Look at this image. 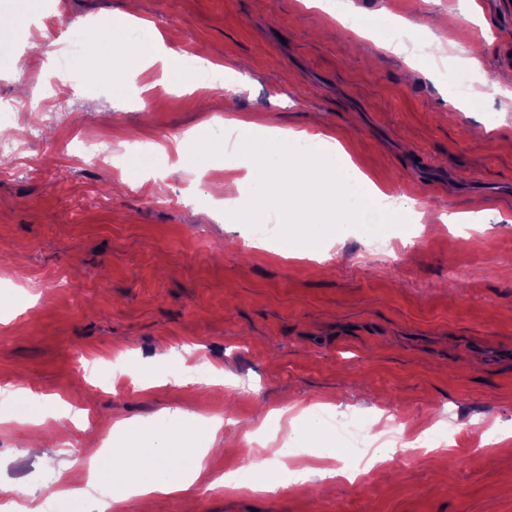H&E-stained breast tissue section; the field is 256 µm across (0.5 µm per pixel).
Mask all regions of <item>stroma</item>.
I'll list each match as a JSON object with an SVG mask.
<instances>
[{
  "mask_svg": "<svg viewBox=\"0 0 512 512\" xmlns=\"http://www.w3.org/2000/svg\"><path fill=\"white\" fill-rule=\"evenodd\" d=\"M54 0H0V42L27 63L25 92L0 71V108L26 103L40 135L0 164V386L43 403L0 406V493L30 485L39 503L73 512L58 478L81 483L113 420L162 432L175 410L221 419L207 449L210 477L192 496L131 499L124 512H512V0H349L362 20L406 17L443 40L442 62L409 61L381 36L354 38L333 0H137L158 39L240 70L237 114L284 129L324 131L376 184L418 202L424 234L403 223L346 224L327 260L276 259L251 248L257 185L242 212L213 220L223 174L203 178L176 138L223 125L224 85L160 82L159 71L115 59L121 89L69 88L41 38ZM128 0H66L69 31L122 20ZM469 70L460 99L455 73ZM58 109L52 123L45 114ZM92 127L114 151L139 142L164 152L121 172L86 162L74 130ZM482 210L479 224L453 215ZM192 357H185V347ZM153 374L157 386L142 389ZM222 373L224 386L205 385ZM87 409L78 429L60 402ZM325 402L370 422L388 413L401 434L453 424L445 448H402L352 484L322 494L297 485L254 493L273 471L250 469L256 431L282 410L311 456L339 448L333 429L305 432L302 410ZM235 474L239 490L220 479Z\"/></svg>",
  "mask_w": 512,
  "mask_h": 512,
  "instance_id": "obj_1",
  "label": "stroma"
}]
</instances>
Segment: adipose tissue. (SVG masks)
<instances>
[{
    "instance_id": "obj_1",
    "label": "adipose tissue",
    "mask_w": 512,
    "mask_h": 512,
    "mask_svg": "<svg viewBox=\"0 0 512 512\" xmlns=\"http://www.w3.org/2000/svg\"><path fill=\"white\" fill-rule=\"evenodd\" d=\"M234 132L232 145L218 143L197 151L202 166L232 172L242 166L247 181H259L257 208L278 218L285 239L304 245L314 255V243L334 226L387 223L390 216L413 209L414 199L377 188L346 162L342 144L321 130L281 129L225 119ZM177 428L154 435L129 419L115 420L108 432L111 448L89 463L88 487L60 486L75 512H123L134 496L193 493L207 479L206 449L190 447L198 420L182 411ZM104 486L106 503H94L91 491Z\"/></svg>"
}]
</instances>
